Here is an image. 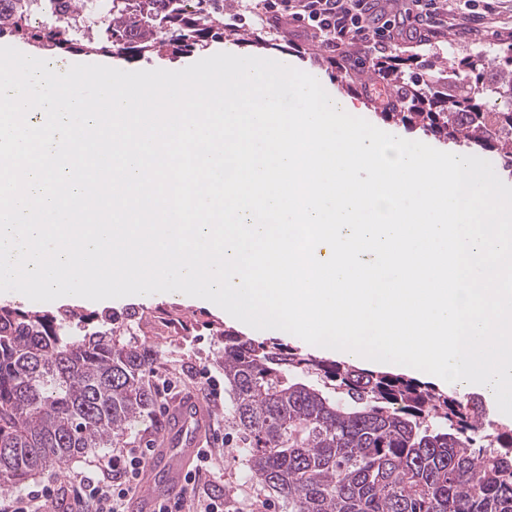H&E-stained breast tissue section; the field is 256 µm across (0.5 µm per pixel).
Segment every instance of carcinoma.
<instances>
[{
	"mask_svg": "<svg viewBox=\"0 0 512 512\" xmlns=\"http://www.w3.org/2000/svg\"><path fill=\"white\" fill-rule=\"evenodd\" d=\"M207 3L104 0L90 16L83 0H70L69 17L34 28L31 10L46 12L52 0H16L0 37L36 41L59 58L73 50L183 55L224 35V13ZM458 67L491 87L494 107L456 84ZM381 69L432 135L512 155V57L498 64L463 58L446 71L432 63L409 89L397 67ZM112 322L73 307L0 304V489L118 447L152 412L144 375L158 350ZM220 335L232 401L227 429L245 444L253 478L277 493L285 512H512V430L485 440L471 402L232 329ZM302 374L327 380L337 397L302 382ZM429 419L448 427L431 429Z\"/></svg>",
	"mask_w": 512,
	"mask_h": 512,
	"instance_id": "cac0c4a2",
	"label": "carcinoma"
}]
</instances>
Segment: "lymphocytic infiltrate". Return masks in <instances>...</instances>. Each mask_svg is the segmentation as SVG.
Here are the masks:
<instances>
[{"mask_svg": "<svg viewBox=\"0 0 512 512\" xmlns=\"http://www.w3.org/2000/svg\"><path fill=\"white\" fill-rule=\"evenodd\" d=\"M266 12L290 16L317 30L329 52L350 60L352 47L368 59L389 56L400 45L403 26H438L437 0H412L407 12L386 0H262ZM150 454L146 448H115L98 455L95 469L69 476L75 504L84 512H128L129 496Z\"/></svg>", "mask_w": 512, "mask_h": 512, "instance_id": "f902f5d3", "label": "lymphocytic infiltrate"}]
</instances>
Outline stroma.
Wrapping results in <instances>:
<instances>
[{"instance_id": "stroma-1", "label": "stroma", "mask_w": 512, "mask_h": 512, "mask_svg": "<svg viewBox=\"0 0 512 512\" xmlns=\"http://www.w3.org/2000/svg\"><path fill=\"white\" fill-rule=\"evenodd\" d=\"M448 15L453 25L441 40L423 45L406 44L398 48L396 57L406 60L414 71L424 70L433 60L455 62L465 56H480L486 61H498L512 55V0H447ZM244 28L246 39L225 35L211 41L210 49L224 43L237 45L244 54L286 55L299 61L304 69L317 72L333 84L342 95L362 104L363 118L376 123L384 120L363 94L365 85L379 83L380 77L371 63L359 62L341 69L330 62L323 45L312 39L302 23L279 19L264 13L260 7L246 11ZM387 121V120H384ZM389 127L402 138L419 139L423 132L420 120L387 121ZM79 309L91 314L108 312L116 320L136 322L160 309L175 310L180 318L181 334L168 343H159L161 356L153 367L157 374L149 378V385H157L158 375H165L177 389H194L195 370H208L223 376L224 339L221 331L229 325L222 311L186 298L127 296L100 303L79 302ZM223 483L225 499L231 512H283L277 495L260 490L245 464L238 438L224 445Z\"/></svg>"}]
</instances>
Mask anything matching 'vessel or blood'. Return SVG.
Instances as JSON below:
<instances>
[{
    "instance_id": "1",
    "label": "vessel or blood",
    "mask_w": 512,
    "mask_h": 512,
    "mask_svg": "<svg viewBox=\"0 0 512 512\" xmlns=\"http://www.w3.org/2000/svg\"><path fill=\"white\" fill-rule=\"evenodd\" d=\"M166 419L167 426L157 438V447L129 503L132 512H155L161 501L184 495L185 476L209 435L214 415L202 396L182 391L167 404Z\"/></svg>"
}]
</instances>
